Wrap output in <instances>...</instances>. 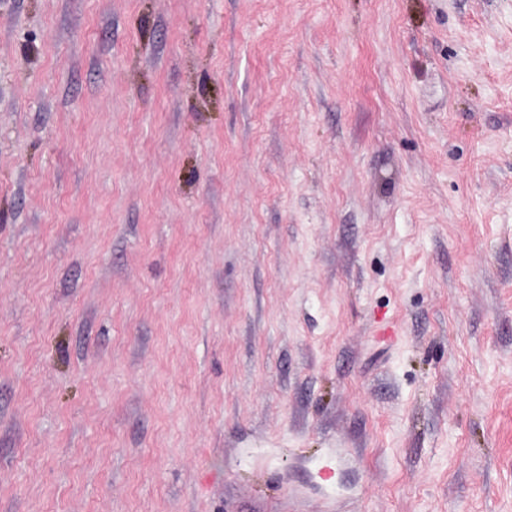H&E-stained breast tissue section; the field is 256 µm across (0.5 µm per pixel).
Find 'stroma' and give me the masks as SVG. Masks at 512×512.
Returning <instances> with one entry per match:
<instances>
[{"instance_id": "35a3bbf8", "label": "stroma", "mask_w": 512, "mask_h": 512, "mask_svg": "<svg viewBox=\"0 0 512 512\" xmlns=\"http://www.w3.org/2000/svg\"><path fill=\"white\" fill-rule=\"evenodd\" d=\"M0 512H512V0H0Z\"/></svg>"}]
</instances>
